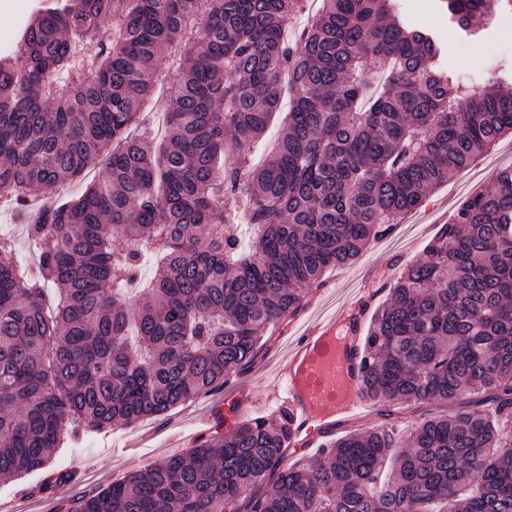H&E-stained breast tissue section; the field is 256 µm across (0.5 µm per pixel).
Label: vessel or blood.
I'll return each instance as SVG.
<instances>
[{
  "instance_id": "1",
  "label": "vessel or blood",
  "mask_w": 512,
  "mask_h": 512,
  "mask_svg": "<svg viewBox=\"0 0 512 512\" xmlns=\"http://www.w3.org/2000/svg\"><path fill=\"white\" fill-rule=\"evenodd\" d=\"M368 312L367 298L351 300L290 339L276 397L292 416L293 438H318L359 411Z\"/></svg>"
}]
</instances>
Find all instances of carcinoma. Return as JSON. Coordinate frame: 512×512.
Returning a JSON list of instances; mask_svg holds the SVG:
<instances>
[{"instance_id":"obj_1","label":"carcinoma","mask_w":512,"mask_h":512,"mask_svg":"<svg viewBox=\"0 0 512 512\" xmlns=\"http://www.w3.org/2000/svg\"><path fill=\"white\" fill-rule=\"evenodd\" d=\"M470 35L512 0H446ZM40 0L0 56V198L34 213L35 267L0 237V479L65 440L161 416L254 366L324 273L506 136L512 80L477 93L393 0ZM165 139L142 106L168 81ZM291 106L275 147L250 146ZM98 179L78 196L54 190ZM463 200L373 313L362 397L472 408L326 434L284 464L291 414L255 418L71 501L70 512H512V167ZM249 208L250 248L237 236ZM162 255L134 304L140 259ZM57 290L44 312L45 286Z\"/></svg>"}]
</instances>
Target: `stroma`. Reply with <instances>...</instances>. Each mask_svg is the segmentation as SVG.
<instances>
[{
  "instance_id": "stroma-1",
  "label": "stroma",
  "mask_w": 512,
  "mask_h": 512,
  "mask_svg": "<svg viewBox=\"0 0 512 512\" xmlns=\"http://www.w3.org/2000/svg\"><path fill=\"white\" fill-rule=\"evenodd\" d=\"M396 3L406 21L435 31L442 45L443 68L465 82L470 91H481L492 76L512 79V12H501L498 23L472 39L449 23L445 0H396ZM494 177L491 170L476 180L472 179L470 170L459 172L409 213L406 222L398 224L389 236L370 242L354 263L327 271L322 285L309 290L306 303L297 314L266 334L257 363L238 376V393L222 389L209 400H196L160 417L131 425H113L105 432L83 437L76 447L57 449L52 457L53 466L90 473V480L80 481L76 492L92 493L112 483L114 476H127L171 455L178 440L200 430L203 407H210L215 416L221 417L227 405L240 396L264 404L291 336L345 302L375 268L389 267L391 276L395 277L406 264L422 259L427 242L447 223L456 206L471 192L492 187ZM261 414L272 420L276 409L264 404ZM43 478V473L36 472L10 482L0 481V500L15 501L18 512H68V500L54 499L40 491Z\"/></svg>"
}]
</instances>
